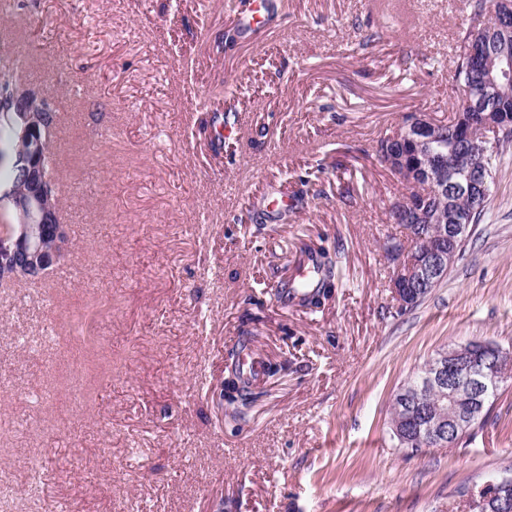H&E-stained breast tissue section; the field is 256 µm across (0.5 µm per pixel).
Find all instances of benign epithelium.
Returning a JSON list of instances; mask_svg holds the SVG:
<instances>
[{
  "label": "benign epithelium",
  "mask_w": 512,
  "mask_h": 512,
  "mask_svg": "<svg viewBox=\"0 0 512 512\" xmlns=\"http://www.w3.org/2000/svg\"><path fill=\"white\" fill-rule=\"evenodd\" d=\"M493 29L501 34L512 32V0H502ZM495 87L512 85V59L504 56L498 67L487 74ZM37 102L42 112H54L53 104L36 98L23 90L13 97L9 108V124L15 139L11 149V167L17 178L0 185V271L23 275L27 280H38L54 269L65 256L66 225L60 223L58 210L50 204L52 186L44 170V158L50 145L49 128L36 126L31 120V104ZM490 127L504 134L512 131V114L501 112L491 101L473 106L468 113L466 134L459 137V146L467 150L472 162L446 179L444 170L422 168L409 159L404 146L415 145L429 151L439 140L437 124L425 112L409 115L401 125V132L386 145V165L404 183L416 185L425 177L438 179V189L461 184L476 200H484L489 193L491 173L484 169L477 157L496 146L488 140L476 141L472 128ZM412 221L432 223L428 203L418 206L404 200L393 211V223ZM450 225L439 226V238L428 250L411 254L397 248L392 252L395 274L392 289L403 306L419 300L440 277L448 273L457 257L455 243L473 231V225L457 215L449 217ZM501 346L492 342L469 341L450 344L438 351L434 364L425 377L424 385L438 392L446 400L448 409L443 419L431 421L416 434L411 428H393L401 444L413 441L418 445L445 447L448 438L468 432L478 422L486 408L489 388H498L512 378V367L499 362ZM397 400L408 407L409 420L424 417L422 389L411 395L400 391ZM488 484L498 489L493 496L479 499L476 512H512V482L507 477H494Z\"/></svg>",
  "instance_id": "obj_1"
}]
</instances>
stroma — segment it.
Here are the masks:
<instances>
[{"label": "stroma", "mask_w": 512, "mask_h": 512, "mask_svg": "<svg viewBox=\"0 0 512 512\" xmlns=\"http://www.w3.org/2000/svg\"><path fill=\"white\" fill-rule=\"evenodd\" d=\"M0 0V58L53 103L67 255L0 284V512H470L512 475V381L452 447L391 438L448 343L512 350V144L447 277L392 292L404 187L378 141L451 118L467 0ZM338 256L318 309L276 286ZM278 366L247 405L228 352Z\"/></svg>", "instance_id": "obj_1"}]
</instances>
